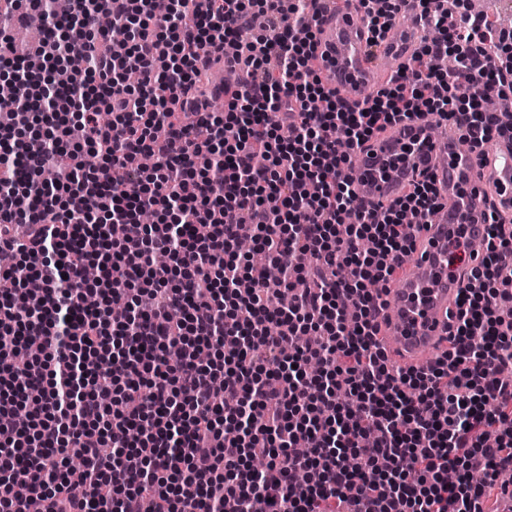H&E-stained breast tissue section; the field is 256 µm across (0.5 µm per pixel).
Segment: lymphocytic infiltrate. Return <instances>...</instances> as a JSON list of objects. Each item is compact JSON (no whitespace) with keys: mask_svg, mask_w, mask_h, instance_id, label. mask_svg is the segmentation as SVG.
<instances>
[{"mask_svg":"<svg viewBox=\"0 0 512 512\" xmlns=\"http://www.w3.org/2000/svg\"><path fill=\"white\" fill-rule=\"evenodd\" d=\"M322 2L171 0L158 16L153 0H72L57 17L51 0H0V76L18 88L0 121V254L15 258L0 267V512H485L512 470L501 213H483L447 357L398 370L375 341L373 286L394 280L438 193L428 178L356 209L338 176L415 114L462 120L475 150L512 139V113L483 109L512 96V30L463 0H415L429 41L350 106L314 66ZM35 12L41 36L16 53ZM116 27L131 34L120 56ZM229 40L246 53L228 112L173 111ZM446 54L456 72L433 68ZM146 211L153 224L113 237ZM244 235L277 276L241 260Z\"/></svg>","mask_w":512,"mask_h":512,"instance_id":"1","label":"lymphocytic infiltrate"}]
</instances>
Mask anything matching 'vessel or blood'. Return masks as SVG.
Instances as JSON below:
<instances>
[{"instance_id":"obj_1","label":"vessel or blood","mask_w":512,"mask_h":512,"mask_svg":"<svg viewBox=\"0 0 512 512\" xmlns=\"http://www.w3.org/2000/svg\"><path fill=\"white\" fill-rule=\"evenodd\" d=\"M419 28L412 7L372 47L357 7L327 11L316 25L317 63L331 77V86L349 103L369 99L382 83L390 64L408 60ZM211 95L232 102L235 85L225 83L223 63L212 64ZM457 124H450L441 141H434L419 118L405 120L367 142L356 158L353 174L367 188L366 206L399 196L407 183L433 176L440 206L417 241L404 271L384 297L377 340L400 366L425 367L429 359L448 351V314L454 310L464 283L448 274V242L458 225L470 232V253L486 248L484 211L480 201L496 191L503 208L512 210V140L500 139L490 150L462 151Z\"/></svg>"}]
</instances>
